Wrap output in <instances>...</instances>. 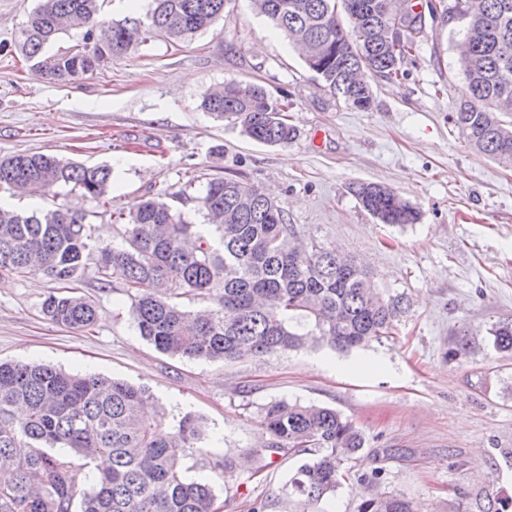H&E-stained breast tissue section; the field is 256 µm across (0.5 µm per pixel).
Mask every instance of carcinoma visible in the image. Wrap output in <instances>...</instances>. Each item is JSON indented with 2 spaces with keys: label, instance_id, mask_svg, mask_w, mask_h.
Returning a JSON list of instances; mask_svg holds the SVG:
<instances>
[{
  "label": "carcinoma",
  "instance_id": "carcinoma-1",
  "mask_svg": "<svg viewBox=\"0 0 512 512\" xmlns=\"http://www.w3.org/2000/svg\"><path fill=\"white\" fill-rule=\"evenodd\" d=\"M105 0H39L15 46L49 81L91 74L114 57L164 37L177 44L224 20L229 0H152L146 15L106 21ZM258 14L305 50L310 70L333 94L367 111L366 77L388 80L416 49L422 14L412 0H252ZM442 8L465 20L460 65L466 88L449 119L480 154L512 167V0H452ZM79 44L49 54L46 47L73 26ZM201 107L214 119L267 145L296 137L287 104L265 87L230 80L210 89ZM61 183L94 201H107L112 168L88 167L44 153L0 159V188L28 196ZM382 224H415L420 214L392 189L374 182L350 186ZM182 198L146 199L120 212L123 242L98 250L101 287L119 278L132 292L139 335L161 353L189 359L237 361L324 342L347 351L391 334L405 313L402 296H383L364 266L336 250L291 244L283 208L262 189L232 177L210 180L198 197L209 241L178 207ZM86 214L64 206L29 214L0 206V274L42 272L68 288L82 276L93 241ZM211 300L196 311L174 299ZM42 314L57 325L89 330L95 303L74 292L49 294ZM301 316L315 333L290 325ZM494 348L512 355V323L492 326ZM143 387L96 374H70L41 363H0V467L13 472L0 484V512H215L211 483L187 479L180 453L201 440V423L185 416L175 432L141 414ZM266 439L251 449L256 470L272 454L309 455L275 498L257 497L250 512H273L281 502L309 512L352 477L346 462L364 447L362 432L336 410L284 400L265 406ZM104 460L92 483L78 473ZM357 512H414L410 501L387 493L363 500Z\"/></svg>",
  "mask_w": 512,
  "mask_h": 512
}]
</instances>
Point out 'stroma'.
Masks as SVG:
<instances>
[{
  "mask_svg": "<svg viewBox=\"0 0 512 512\" xmlns=\"http://www.w3.org/2000/svg\"><path fill=\"white\" fill-rule=\"evenodd\" d=\"M36 4L0 0V158L106 163L114 185L103 206L58 185L25 198L0 191V204L16 209L86 213L95 235L77 287L98 310L89 331L53 324L41 305L57 282L0 277V361L146 387L167 431L194 414L205 438L184 451L183 474L213 485L219 512H248L298 466L278 457L257 474L246 463L275 400L340 412L365 436L352 469L383 468L379 492L416 512H479L485 497H512V358L489 335L512 321V169L474 150L449 119L465 87L462 22L426 19L404 77H370L375 103L363 112L324 88L251 0H229L223 21L191 43L157 38L66 82L41 78L13 46ZM230 79L287 96L296 138L254 142L204 112V94ZM224 176L274 197L302 243L338 249L369 266L383 294L404 296L392 336L348 353L319 343L234 362L171 357L143 340L123 282L104 289L95 273L99 247L122 242L114 215L182 192L188 221L204 223L196 198ZM356 181L392 187L419 222H377L349 192Z\"/></svg>",
  "mask_w": 512,
  "mask_h": 512,
  "instance_id": "stroma-1",
  "label": "stroma"
}]
</instances>
